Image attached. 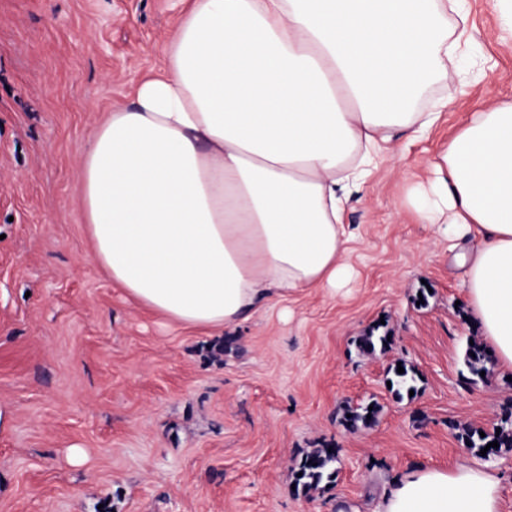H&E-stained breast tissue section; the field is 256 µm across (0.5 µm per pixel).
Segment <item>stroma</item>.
Wrapping results in <instances>:
<instances>
[{"label":"stroma","instance_id":"obj_1","mask_svg":"<svg viewBox=\"0 0 512 512\" xmlns=\"http://www.w3.org/2000/svg\"><path fill=\"white\" fill-rule=\"evenodd\" d=\"M466 6L462 92L346 207L350 283L209 334L164 325L87 262L79 190L94 124L161 65L183 0H0V512H373L397 477L456 463L498 476L512 512V449L485 460L456 432L499 424L512 381L495 361L472 379L484 336L462 271L410 207L464 119L512 103L491 0ZM381 324L390 345L363 353ZM400 362L419 380L399 399ZM368 403L377 423L349 432L345 408ZM325 447L334 481L294 489ZM471 353H474V356H471ZM490 360V353L482 344L473 342L468 346L465 361L472 375L480 379L484 378L489 373L486 365ZM481 371H485L484 376H481Z\"/></svg>","mask_w":512,"mask_h":512}]
</instances>
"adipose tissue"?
I'll return each mask as SVG.
<instances>
[{"mask_svg": "<svg viewBox=\"0 0 512 512\" xmlns=\"http://www.w3.org/2000/svg\"><path fill=\"white\" fill-rule=\"evenodd\" d=\"M159 69L79 154L89 262L137 305L218 332L263 304L342 288L345 206L399 137L447 98L464 0H187ZM419 223L469 246L467 299L512 370V105L473 113L418 184ZM499 480L459 464L406 473L377 512H500Z\"/></svg>", "mask_w": 512, "mask_h": 512, "instance_id": "1", "label": "adipose tissue"}]
</instances>
